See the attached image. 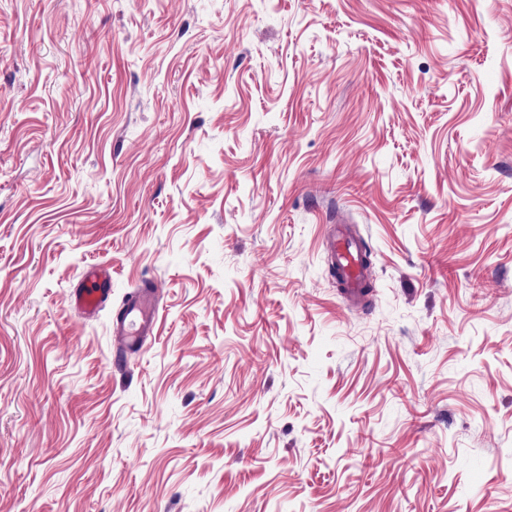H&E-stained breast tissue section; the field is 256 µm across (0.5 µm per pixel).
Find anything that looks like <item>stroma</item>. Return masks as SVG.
Here are the masks:
<instances>
[{"mask_svg": "<svg viewBox=\"0 0 512 512\" xmlns=\"http://www.w3.org/2000/svg\"><path fill=\"white\" fill-rule=\"evenodd\" d=\"M0 512H512V0H0ZM331 270L340 281L343 296L355 302L366 292L371 267L365 262L364 243L348 224L331 226L328 243ZM112 294V271L92 265L77 283L71 295L72 306L86 319L96 318ZM158 312L155 290L147 285L140 287L112 323L121 355L137 350L147 337L155 335Z\"/></svg>", "mask_w": 512, "mask_h": 512, "instance_id": "obj_1", "label": "stroma"}]
</instances>
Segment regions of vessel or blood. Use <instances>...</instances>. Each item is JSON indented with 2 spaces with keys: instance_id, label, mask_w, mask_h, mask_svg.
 <instances>
[{
  "instance_id": "1",
  "label": "vessel or blood",
  "mask_w": 512,
  "mask_h": 512,
  "mask_svg": "<svg viewBox=\"0 0 512 512\" xmlns=\"http://www.w3.org/2000/svg\"><path fill=\"white\" fill-rule=\"evenodd\" d=\"M328 250L343 296L349 301H358L364 296L372 275L365 262L363 241L349 225L339 224L331 229ZM111 293L110 268L93 265L75 286L71 303L83 317L93 319L105 307ZM158 312L155 290L146 285L140 287L112 323V332L120 342V354L137 350L147 337L155 335Z\"/></svg>"
}]
</instances>
